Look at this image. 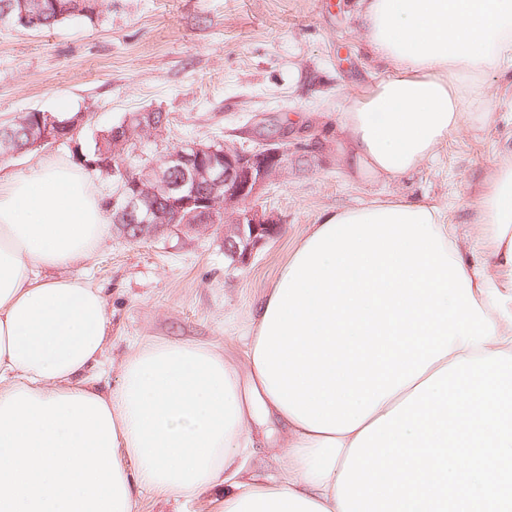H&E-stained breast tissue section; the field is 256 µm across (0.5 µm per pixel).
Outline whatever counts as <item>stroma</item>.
I'll return each mask as SVG.
<instances>
[{"label": "stroma", "instance_id": "1", "mask_svg": "<svg viewBox=\"0 0 512 512\" xmlns=\"http://www.w3.org/2000/svg\"><path fill=\"white\" fill-rule=\"evenodd\" d=\"M383 76L366 50L356 0H106L91 20L35 32L0 24V125L33 110L83 116L70 140L21 152L0 164L5 172L61 160L86 171L110 200L111 174L89 161L94 144L145 109L167 121L136 144V166L195 142L251 149L269 132L308 151L307 162L261 190L257 205L281 226L246 266L225 257L217 227H172L132 242L113 226L90 258L64 268L106 298V361H121L145 339L211 343L242 358L250 308L324 211L397 196L470 223L474 186L512 145V73L489 76L493 124L451 137L399 179L355 180L336 161V119Z\"/></svg>", "mask_w": 512, "mask_h": 512}]
</instances>
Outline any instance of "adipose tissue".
Returning <instances> with one entry per match:
<instances>
[{
	"label": "adipose tissue",
	"mask_w": 512,
	"mask_h": 512,
	"mask_svg": "<svg viewBox=\"0 0 512 512\" xmlns=\"http://www.w3.org/2000/svg\"><path fill=\"white\" fill-rule=\"evenodd\" d=\"M392 71L349 98L337 161L419 169L495 120L512 0H359ZM477 236L397 197L326 212L249 313L243 359L150 340L101 388L108 312L86 282L109 215L81 168L0 176V512H135L147 488L222 512H512V147L474 188ZM284 447L253 462L256 410Z\"/></svg>",
	"instance_id": "obj_1"
}]
</instances>
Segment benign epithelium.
I'll return each mask as SVG.
<instances>
[{
	"label": "benign epithelium",
	"mask_w": 512,
	"mask_h": 512,
	"mask_svg": "<svg viewBox=\"0 0 512 512\" xmlns=\"http://www.w3.org/2000/svg\"><path fill=\"white\" fill-rule=\"evenodd\" d=\"M43 127L38 144L57 143L72 137L82 122L57 124L39 113ZM297 162L288 144L275 139L258 148L232 143H193L169 150L153 166L156 178L136 174L127 152L105 157L97 167L112 174V212L125 224L137 226L141 239L166 229L172 213H187L200 224L224 222V255L246 264L255 251L279 229L281 220L252 204L260 190Z\"/></svg>",
	"instance_id": "obj_1"
}]
</instances>
